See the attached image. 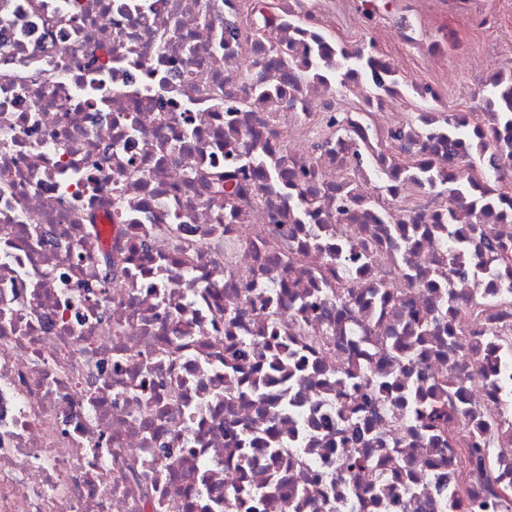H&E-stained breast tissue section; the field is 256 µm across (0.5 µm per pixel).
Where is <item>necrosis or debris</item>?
Masks as SVG:
<instances>
[{
  "mask_svg": "<svg viewBox=\"0 0 512 512\" xmlns=\"http://www.w3.org/2000/svg\"><path fill=\"white\" fill-rule=\"evenodd\" d=\"M478 2L353 5L442 69ZM335 8L0 0V512H512V71L449 111ZM333 31L336 39L356 41L365 33L375 32L379 38L382 37L383 29L387 21L377 20L375 24H371L372 28H366V24L358 18L351 9L350 12H343L336 5V19L334 18Z\"/></svg>",
  "mask_w": 512,
  "mask_h": 512,
  "instance_id": "necrosis-or-debris-1",
  "label": "necrosis or debris"
}]
</instances>
